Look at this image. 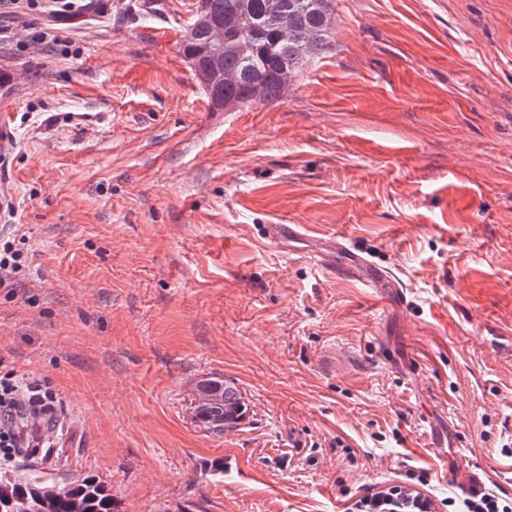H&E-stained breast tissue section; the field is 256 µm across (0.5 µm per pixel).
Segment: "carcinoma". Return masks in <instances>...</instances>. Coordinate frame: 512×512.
<instances>
[{
  "instance_id": "cac0c4a2",
  "label": "carcinoma",
  "mask_w": 512,
  "mask_h": 512,
  "mask_svg": "<svg viewBox=\"0 0 512 512\" xmlns=\"http://www.w3.org/2000/svg\"><path fill=\"white\" fill-rule=\"evenodd\" d=\"M331 0H197L194 17L204 13L225 21L224 43L213 38L210 28L193 24L185 29L180 50L193 76L215 111L281 100L288 80L323 54L331 39ZM288 13V26L281 23ZM224 70V87L209 90L202 79L210 66ZM231 410L230 429L245 424L248 404L230 380L221 392ZM15 497L26 498L39 512V481L0 477ZM51 512H118L112 493L96 477L88 475L58 488Z\"/></svg>"
}]
</instances>
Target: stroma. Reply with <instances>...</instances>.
Wrapping results in <instances>:
<instances>
[{"mask_svg": "<svg viewBox=\"0 0 512 512\" xmlns=\"http://www.w3.org/2000/svg\"><path fill=\"white\" fill-rule=\"evenodd\" d=\"M193 3L0 12V234L28 256L0 369L63 410L8 475H93L122 512H342L424 471L448 512L447 446L512 497V0H332L322 58L230 112L180 52ZM322 235L393 283L337 279ZM209 375L249 403L220 437L191 417Z\"/></svg>", "mask_w": 512, "mask_h": 512, "instance_id": "obj_1", "label": "stroma"}]
</instances>
